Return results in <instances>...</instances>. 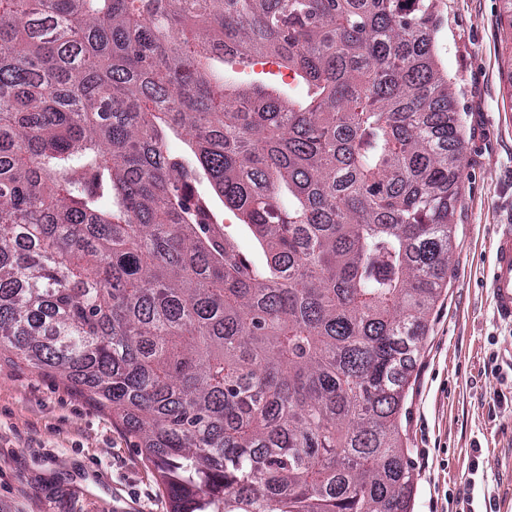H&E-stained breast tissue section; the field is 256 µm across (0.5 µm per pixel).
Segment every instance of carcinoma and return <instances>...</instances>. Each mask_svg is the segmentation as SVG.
Returning a JSON list of instances; mask_svg holds the SVG:
<instances>
[{"label":"carcinoma","instance_id":"cac0c4a2","mask_svg":"<svg viewBox=\"0 0 512 512\" xmlns=\"http://www.w3.org/2000/svg\"><path fill=\"white\" fill-rule=\"evenodd\" d=\"M438 26L437 0H0V352L112 410L170 512H410L404 375L463 155ZM268 57L307 102L224 72ZM224 224L228 226V232L234 236L244 249L251 251L258 258L261 257L257 244L233 212L224 210Z\"/></svg>","mask_w":512,"mask_h":512}]
</instances>
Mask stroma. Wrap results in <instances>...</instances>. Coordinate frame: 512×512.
<instances>
[{"instance_id":"stroma-1","label":"stroma","mask_w":512,"mask_h":512,"mask_svg":"<svg viewBox=\"0 0 512 512\" xmlns=\"http://www.w3.org/2000/svg\"><path fill=\"white\" fill-rule=\"evenodd\" d=\"M432 36L461 120L451 263L410 371L401 418L412 512H512V326L483 284L512 221V0H439ZM238 84L304 99L272 58ZM0 512H170L138 440L59 375L0 360Z\"/></svg>"}]
</instances>
